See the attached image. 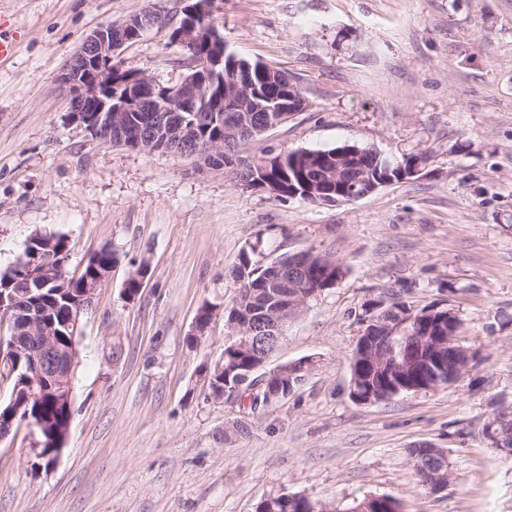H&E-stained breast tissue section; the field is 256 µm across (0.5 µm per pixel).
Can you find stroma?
Returning <instances> with one entry per match:
<instances>
[{
  "instance_id": "35a3bbf8",
  "label": "stroma",
  "mask_w": 512,
  "mask_h": 512,
  "mask_svg": "<svg viewBox=\"0 0 512 512\" xmlns=\"http://www.w3.org/2000/svg\"><path fill=\"white\" fill-rule=\"evenodd\" d=\"M183 0H0V271L33 232L65 235L79 274L103 245L123 262L81 316L72 416L41 466L26 425L0 440V512H255L299 494L344 504L397 498L403 512H512V459L484 420L512 404V0H224L228 51L285 72L306 111L242 151L375 145L428 157L412 179L354 202L279 201L192 159L92 139L68 119L59 79L98 26L151 8L165 18L121 55L161 85L185 74L170 41ZM255 246L263 264L329 252L335 288L292 319L271 365L314 359L300 389L252 415L209 398L203 367L224 355V273ZM148 259L138 297L122 284ZM454 307L469 371L433 392L359 405L349 355L373 303ZM216 311L188 346L203 303ZM250 431L218 443L225 426ZM453 472L431 493L418 443ZM428 444L417 445L410 451L412 459V470L413 475L417 483L425 490H428L424 486L427 477L432 475H438V485L436 490L429 491L437 493L444 490L450 480L452 479V472L448 470V456L441 448H430ZM417 448H429L428 453L422 454L420 449ZM448 476V477H447Z\"/></svg>"
}]
</instances>
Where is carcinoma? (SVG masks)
<instances>
[{
    "label": "carcinoma",
    "mask_w": 512,
    "mask_h": 512,
    "mask_svg": "<svg viewBox=\"0 0 512 512\" xmlns=\"http://www.w3.org/2000/svg\"><path fill=\"white\" fill-rule=\"evenodd\" d=\"M250 66L252 81L261 93L269 98L277 96V87L284 83L281 76L259 69L260 62L235 58L224 52V83L235 77V70ZM213 95L202 99L198 112H173L174 118L186 119L194 125L191 146L197 147L194 158L205 166L212 167L204 146L218 143L223 148L224 171L235 183L247 189L267 193L286 201L299 197L313 205H322L321 192H330V197L343 202L357 200L370 192L369 185L382 184L386 176L400 181L401 167H409L424 159L421 154H408L401 159H390L365 145L344 144L324 150H279L274 156L264 155L256 161H247L239 155V147L266 133L267 113H252L250 127L237 136L227 135L224 124L232 117L230 112H212ZM127 126L128 135L122 144L137 148L142 141V152L163 151L177 153L174 144L161 136L146 137L141 131L142 120L133 112L119 115ZM256 246L240 254L239 262L228 277L236 284L231 305L224 308V319L228 333H235V323L247 316L275 320L285 316L283 311L288 292L318 290L322 293L336 287L345 273L342 263L322 253H308L304 266L292 264L293 256L283 255L277 260L260 265L253 260ZM67 258V241L62 234L34 233L28 240L14 265L0 272V292L12 295L17 305L32 304L43 317L59 316L64 310L80 301L87 289L102 290L112 280V270L121 262L119 251L107 244L89 256L77 276H70L64 269ZM149 266L142 261L132 266L123 283V292L134 297L141 287V280L148 277ZM425 335L420 329L417 336L410 337L404 346L396 348L397 361H387L384 366L373 368L358 360L349 363L350 379L355 381L359 395L373 394L379 401L391 399L395 391L404 395L408 389H418L434 380L430 369L423 362L427 348L419 337ZM233 342L224 345L222 364H214L207 373L210 395L224 397V385L238 383L242 388L252 386L264 371L249 370L253 357L247 351L232 348ZM25 360L19 354L0 355V381H9L11 390L8 402L0 404V415L16 416L15 424L34 421L40 424L38 444L39 458L44 465L53 463L52 452L61 443L72 415L73 399L69 391L53 390L38 398L27 396L23 386ZM483 438L494 435L504 440L512 439V420L502 422L494 428L484 424ZM413 475L419 485H424L429 475L438 476L437 491L448 486V456L440 448H431L424 454L413 448L410 451ZM256 512H401L400 503L390 496H375L354 500L344 506L334 503L313 502L302 495L276 494L264 499Z\"/></svg>",
    "instance_id": "1"
}]
</instances>
